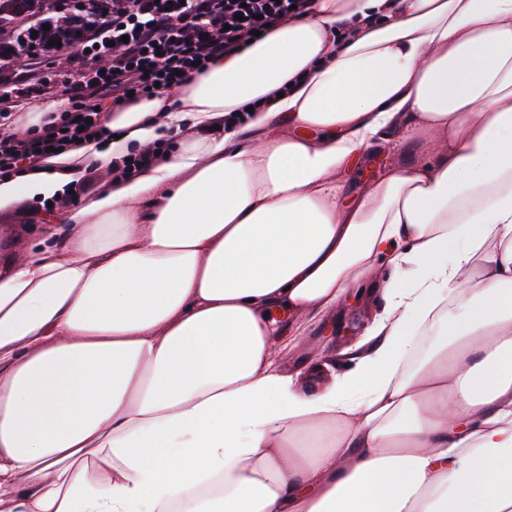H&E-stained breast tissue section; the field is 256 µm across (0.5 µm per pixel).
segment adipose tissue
Masks as SVG:
<instances>
[{"instance_id":"ef3b65f1","label":"adipose tissue","mask_w":512,"mask_h":512,"mask_svg":"<svg viewBox=\"0 0 512 512\" xmlns=\"http://www.w3.org/2000/svg\"><path fill=\"white\" fill-rule=\"evenodd\" d=\"M312 3L0 180L181 134L0 261V512H512V0ZM386 132L426 157L349 195ZM365 286L353 368L285 372Z\"/></svg>"}]
</instances>
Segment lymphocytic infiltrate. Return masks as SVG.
<instances>
[{
	"label": "lymphocytic infiltrate",
	"mask_w": 512,
	"mask_h": 512,
	"mask_svg": "<svg viewBox=\"0 0 512 512\" xmlns=\"http://www.w3.org/2000/svg\"><path fill=\"white\" fill-rule=\"evenodd\" d=\"M310 7L311 0H76L55 24L80 36L58 52L108 63L65 87L66 111L25 128L0 114V176L39 167L49 150L111 139L105 104L120 109L171 95L203 68L237 54L254 32L268 34Z\"/></svg>",
	"instance_id": "obj_1"
}]
</instances>
